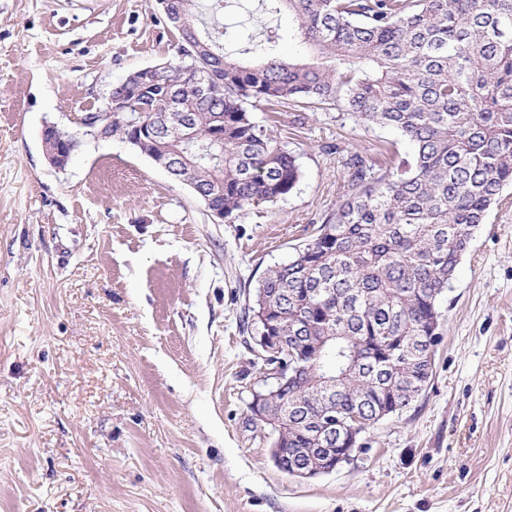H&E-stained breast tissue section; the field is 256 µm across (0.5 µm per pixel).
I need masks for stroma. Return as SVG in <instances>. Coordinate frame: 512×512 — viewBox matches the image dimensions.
Segmentation results:
<instances>
[{
  "label": "stroma",
  "instance_id": "stroma-1",
  "mask_svg": "<svg viewBox=\"0 0 512 512\" xmlns=\"http://www.w3.org/2000/svg\"><path fill=\"white\" fill-rule=\"evenodd\" d=\"M245 25L288 15L245 0ZM157 0H0V512H512V187L439 302L424 390L311 479L275 465L248 404L263 366L239 315L342 200L351 155L399 134L336 111L254 110L302 176L214 223L192 188L85 113L177 57ZM79 145L50 164L43 131Z\"/></svg>",
  "mask_w": 512,
  "mask_h": 512
}]
</instances>
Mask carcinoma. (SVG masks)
I'll list each match as a JSON object with an SVG mask.
<instances>
[{"label": "carcinoma", "instance_id": "cac0c4a2", "mask_svg": "<svg viewBox=\"0 0 512 512\" xmlns=\"http://www.w3.org/2000/svg\"><path fill=\"white\" fill-rule=\"evenodd\" d=\"M169 0L179 16L178 60L163 67L144 96L146 117L169 119L165 146L188 159L183 174L209 190V205L233 223L249 208L275 203L301 170L252 110L291 104L335 109L357 125L395 130L412 148L393 168L355 155L348 189L313 239L264 273L243 332L270 325L273 336L310 337L288 345L279 362L307 363L302 395L293 387L271 406L299 401L308 414L331 412L344 426L338 448H361L379 420L410 406L427 385L420 337L438 335V300L450 287L478 227L512 184V0H261L288 10L312 57L286 62L269 29L248 64L224 53L222 28L236 0ZM332 347L336 393L313 358ZM271 447L310 459L323 444L289 415L270 432Z\"/></svg>", "mask_w": 512, "mask_h": 512}]
</instances>
